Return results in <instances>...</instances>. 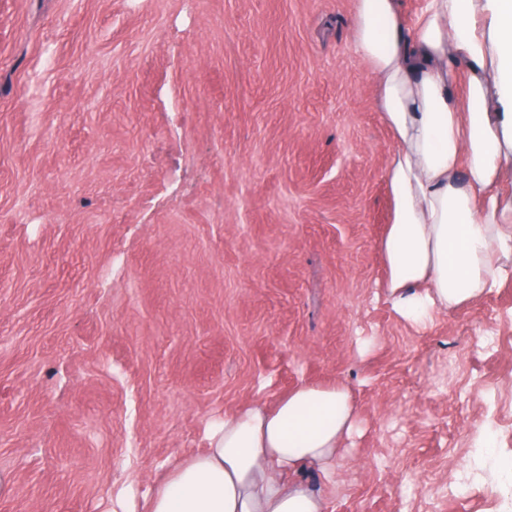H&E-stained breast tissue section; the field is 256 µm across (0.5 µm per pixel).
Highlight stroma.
<instances>
[{
	"label": "stroma",
	"instance_id": "1",
	"mask_svg": "<svg viewBox=\"0 0 512 512\" xmlns=\"http://www.w3.org/2000/svg\"><path fill=\"white\" fill-rule=\"evenodd\" d=\"M356 0H0V512H144L210 425L342 382L326 512H512V278L414 325Z\"/></svg>",
	"mask_w": 512,
	"mask_h": 512
}]
</instances>
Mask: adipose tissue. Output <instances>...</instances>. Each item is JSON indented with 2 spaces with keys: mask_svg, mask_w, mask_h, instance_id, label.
Returning <instances> with one entry per match:
<instances>
[{
  "mask_svg": "<svg viewBox=\"0 0 512 512\" xmlns=\"http://www.w3.org/2000/svg\"><path fill=\"white\" fill-rule=\"evenodd\" d=\"M353 48L377 79V108L397 149L385 171L393 201L380 242L385 291L421 323L475 300L512 274V0H427L406 33L401 0H357ZM465 59V103L450 99ZM358 408L342 383H303L273 408L247 406L208 433V446L167 472L147 512H324L289 474L336 473Z\"/></svg>",
  "mask_w": 512,
  "mask_h": 512,
  "instance_id": "ef3b65f1",
  "label": "adipose tissue"
}]
</instances>
